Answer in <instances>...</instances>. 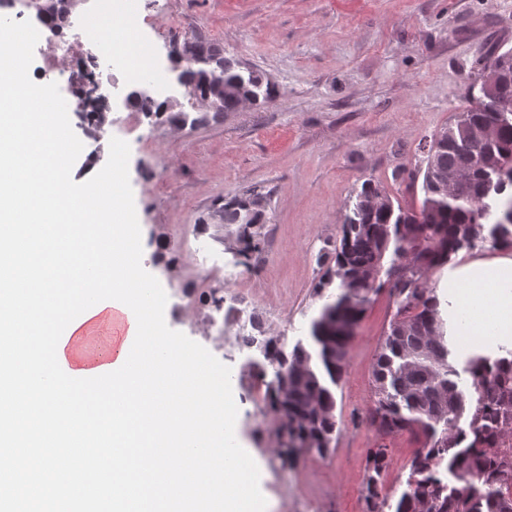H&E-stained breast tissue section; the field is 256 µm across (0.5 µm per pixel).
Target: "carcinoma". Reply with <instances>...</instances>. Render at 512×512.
I'll return each mask as SVG.
<instances>
[{
    "label": "carcinoma",
    "mask_w": 512,
    "mask_h": 512,
    "mask_svg": "<svg viewBox=\"0 0 512 512\" xmlns=\"http://www.w3.org/2000/svg\"><path fill=\"white\" fill-rule=\"evenodd\" d=\"M192 55L220 56L217 71L181 67L179 82L200 98L224 87L223 111L237 109L250 94L269 102L274 87L257 72L247 75L239 60L198 39ZM506 71L485 93V72L474 74L478 105L443 128L426 152L419 211L390 203L372 210L366 202L384 189L361 184L345 207L339 239L315 286L327 298L310 322L306 340L288 347L268 336L260 323L240 336L259 357L248 368L265 387L264 400L276 418L277 455L335 447L338 426L334 391L348 366L350 343L373 300L388 290L394 312L372 365L373 400L366 422L378 438L407 434L418 447L406 487L395 501L382 494L388 448L368 450L364 499L367 512H512V349L494 359L475 356L458 366L448 348V301L429 286V274L459 252L512 248V49L491 51ZM147 117L184 124L202 122L172 112L162 101L144 108ZM469 125L489 126L496 135L477 150L466 141ZM439 171L469 177L466 190L448 195L433 179ZM264 194L221 207L224 223L239 228L237 253L250 266L260 251Z\"/></svg>",
    "instance_id": "obj_1"
}]
</instances>
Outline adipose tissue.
<instances>
[{
	"instance_id": "1",
	"label": "adipose tissue",
	"mask_w": 512,
	"mask_h": 512,
	"mask_svg": "<svg viewBox=\"0 0 512 512\" xmlns=\"http://www.w3.org/2000/svg\"><path fill=\"white\" fill-rule=\"evenodd\" d=\"M448 290V316L464 314V328L449 325L448 333L459 341L452 354L465 360L473 354H497L499 346L512 344V252L472 257L448 264L440 282ZM111 308L82 323L71 334L64 348L69 369L90 370L100 364L114 363L111 345L88 351L83 345L86 336L108 324Z\"/></svg>"
}]
</instances>
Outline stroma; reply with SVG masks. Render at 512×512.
Returning <instances> with one entry per match:
<instances>
[{
	"instance_id": "stroma-1",
	"label": "stroma",
	"mask_w": 512,
	"mask_h": 512,
	"mask_svg": "<svg viewBox=\"0 0 512 512\" xmlns=\"http://www.w3.org/2000/svg\"><path fill=\"white\" fill-rule=\"evenodd\" d=\"M139 36L155 83L181 110L189 104L169 71L167 46L179 21L189 37L221 48L274 86L266 104L180 127L128 111L127 64L112 63V136L130 146L129 180L145 260L168 301L167 325L231 369L241 444L256 462L266 512H365V459L377 443L365 421L371 367L391 305L380 293L350 345L336 389L340 435L333 452L282 461L264 390L247 372L238 335L249 318L294 344L322 305L313 293L339 235L345 203L365 179L417 211L420 184L395 180L425 166L426 141L469 109L470 75L493 47L512 48V0H137ZM84 148L72 169L105 163L99 136L74 106L76 82L60 81ZM265 194L263 251L251 266L236 255L238 228L217 214L224 202ZM224 295L222 308L210 300ZM384 491L402 489L413 456L406 435L388 439Z\"/></svg>"
}]
</instances>
